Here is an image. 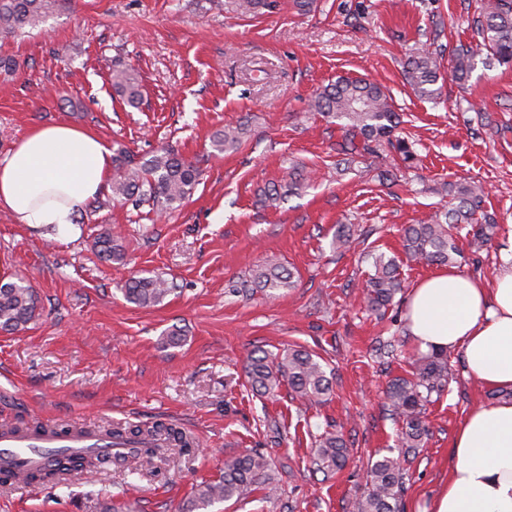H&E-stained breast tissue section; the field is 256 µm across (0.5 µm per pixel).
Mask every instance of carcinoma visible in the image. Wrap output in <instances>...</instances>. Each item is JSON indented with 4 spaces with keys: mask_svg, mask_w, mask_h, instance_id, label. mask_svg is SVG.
<instances>
[{
    "mask_svg": "<svg viewBox=\"0 0 512 512\" xmlns=\"http://www.w3.org/2000/svg\"><path fill=\"white\" fill-rule=\"evenodd\" d=\"M59 6V0H0V40H7L25 29H35L45 22ZM236 11L259 15L276 7V0H234ZM480 48L490 58L502 64L512 63V0H488L482 19L477 21ZM475 65L474 52L460 48L454 55L451 77L465 81ZM403 77L414 94L424 100H434L441 89L440 64L436 53L428 47L410 57L404 66ZM112 88L130 105L139 97L138 78L128 68L112 70ZM310 107L322 116L345 121L349 142L341 145L344 158L337 164L350 162V157L363 150L373 151L371 143L385 141L404 164L415 160L412 145L393 134L396 112L390 94L380 85L363 78L340 76L316 90ZM247 125L240 122L226 125L212 138V147L218 152L235 150L240 145ZM199 169L183 159L171 148H161L143 160L137 161L124 150L112 156V199L129 202L138 208L144 204L157 212L179 207L193 194L199 184ZM309 186V179L300 171L287 172L284 182L272 184L264 190V202L276 207L290 195H297ZM448 192L456 199L454 208L432 216L424 224H411L404 229L406 255L418 262L453 264L461 256L453 229L457 224H470L484 202L480 187L469 182L450 183ZM497 225L485 221L472 229L470 246L479 252L493 237ZM95 248L108 263L124 259L123 245L110 231L96 238ZM374 274L367 282L365 300L372 311L390 306L402 291L396 260L378 253L371 255ZM294 274L278 259L270 257L252 270L240 286L229 289L233 294H271L294 285ZM172 291V285L158 276L132 277L125 283V298L139 306L151 307L163 301ZM38 298L35 290L24 279L0 282V330L19 331L37 316ZM245 375L252 391L273 395L282 384H287L291 399L302 405L321 403L328 399L331 381L317 355L304 350L288 348L281 353L254 350L245 367ZM448 379L447 362L440 351L422 354L411 362L410 376L392 381L388 387L389 412L401 423L400 444L405 453L422 447L429 434L423 414L432 394L443 391ZM115 440L131 448L127 454L112 457V463L121 464L130 458L149 466L162 458L167 449L175 446L190 451L192 444L177 428L158 423L144 431L139 427L106 428ZM347 461V443L343 435L331 428L324 430L315 441L312 463L322 468H342ZM270 465L263 455L250 453L225 463L219 479L196 486L186 504V512H200L216 502L248 498L261 484L268 494L277 492L271 481ZM0 481H13L25 486L43 483L61 484L58 469L50 466L25 473L19 477L10 472ZM369 489L356 499L353 512H399V502L405 490L403 461L399 456L384 455L368 470Z\"/></svg>",
    "mask_w": 512,
    "mask_h": 512,
    "instance_id": "cac0c4a2",
    "label": "carcinoma"
}]
</instances>
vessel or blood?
I'll return each instance as SVG.
<instances>
[{
	"label": "vessel or blood",
	"mask_w": 512,
	"mask_h": 512,
	"mask_svg": "<svg viewBox=\"0 0 512 512\" xmlns=\"http://www.w3.org/2000/svg\"><path fill=\"white\" fill-rule=\"evenodd\" d=\"M117 443L100 430L79 425L68 432L54 426L35 432L0 430V467L27 472L51 464L71 466L73 460L95 455L111 457Z\"/></svg>",
	"instance_id": "b4317fda"
}]
</instances>
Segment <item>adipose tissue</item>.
Wrapping results in <instances>:
<instances>
[{"mask_svg":"<svg viewBox=\"0 0 512 512\" xmlns=\"http://www.w3.org/2000/svg\"><path fill=\"white\" fill-rule=\"evenodd\" d=\"M112 151L84 128L31 129L0 160V209L19 224L75 233L78 209L109 188ZM405 318L422 351L457 350L482 387L512 391V258L492 282L455 269L411 288ZM448 484L427 512H512V399L467 414L452 441Z\"/></svg>","mask_w":512,"mask_h":512,"instance_id":"1","label":"adipose tissue"}]
</instances>
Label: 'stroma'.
Returning <instances> with one entry per match:
<instances>
[{"instance_id": "stroma-1", "label": "stroma", "mask_w": 512, "mask_h": 512, "mask_svg": "<svg viewBox=\"0 0 512 512\" xmlns=\"http://www.w3.org/2000/svg\"><path fill=\"white\" fill-rule=\"evenodd\" d=\"M215 2L62 0L31 34L0 42L18 63L12 79H0V159L31 128L67 123L140 157L172 146L202 171L190 198L165 215L84 205L77 232L64 238L0 210V278L23 277L40 307L26 329L0 331V425L163 421L196 442L152 470L129 460L75 473L65 485L0 484V512H95L110 502L178 512L195 485L251 452L270 462L277 496L259 488L212 512H352L369 463L400 446L386 389L418 352L405 321L407 291L435 271L407 259L403 228L448 208L443 184L474 181L499 230L457 271L489 281L512 254V67L476 64L468 80H444L434 100L415 96L401 75L429 43L449 71L456 48L478 42L484 0H316L308 13L278 0L257 17ZM117 61L137 74L138 106L112 90ZM343 75L391 94L413 167L395 165L382 144L337 169L344 132L309 101ZM243 117L238 150L214 151L213 133ZM295 165L314 173L309 188L279 208L258 205L259 189ZM386 170L393 182L383 186ZM342 224L354 235L339 250L332 241ZM108 228L122 239L124 264H105L94 251ZM368 251L396 258L404 287L381 318L362 299L374 272ZM270 257L292 270L295 287L273 297L230 294ZM134 274L162 275L175 290L138 307L121 292ZM174 325L185 334L170 345L163 335ZM379 337L403 341L395 360L376 356ZM257 347L317 353L334 377L329 401L301 411L287 388L254 394L244 365ZM448 367L447 386L425 410L430 435L406 465L402 512H424L448 482L458 423L494 400L465 376L460 352H449ZM328 422L341 429L348 463L323 473L309 457Z\"/></svg>"}]
</instances>
